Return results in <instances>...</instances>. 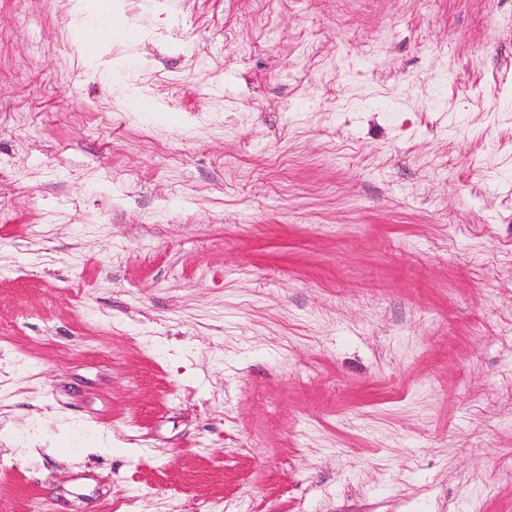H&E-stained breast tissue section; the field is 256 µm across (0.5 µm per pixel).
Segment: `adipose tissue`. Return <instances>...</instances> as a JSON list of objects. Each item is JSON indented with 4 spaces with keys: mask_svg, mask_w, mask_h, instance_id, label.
Wrapping results in <instances>:
<instances>
[{
    "mask_svg": "<svg viewBox=\"0 0 512 512\" xmlns=\"http://www.w3.org/2000/svg\"><path fill=\"white\" fill-rule=\"evenodd\" d=\"M74 15L77 30L84 33V56L91 63L102 54L107 40L131 30L120 0H76Z\"/></svg>",
    "mask_w": 512,
    "mask_h": 512,
    "instance_id": "obj_1",
    "label": "adipose tissue"
}]
</instances>
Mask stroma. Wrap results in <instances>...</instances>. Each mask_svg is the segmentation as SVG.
<instances>
[{"label": "stroma", "instance_id": "stroma-1", "mask_svg": "<svg viewBox=\"0 0 512 512\" xmlns=\"http://www.w3.org/2000/svg\"><path fill=\"white\" fill-rule=\"evenodd\" d=\"M122 5L0 0V512H512V0ZM76 29L83 38L81 45L89 63H94L113 36H126L135 29L130 26L118 0H77L74 7ZM92 22L94 26L88 23ZM87 27L94 28L87 34Z\"/></svg>", "mask_w": 512, "mask_h": 512}]
</instances>
